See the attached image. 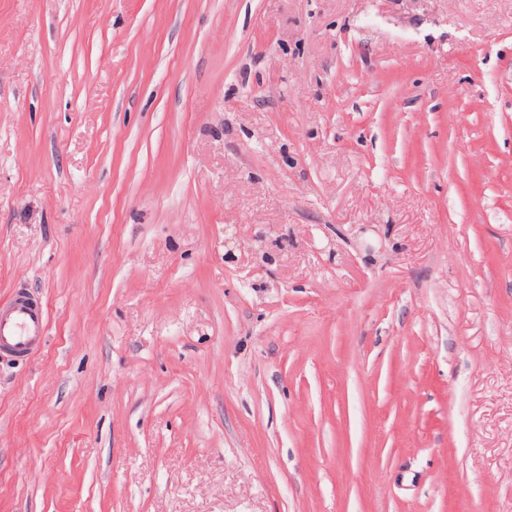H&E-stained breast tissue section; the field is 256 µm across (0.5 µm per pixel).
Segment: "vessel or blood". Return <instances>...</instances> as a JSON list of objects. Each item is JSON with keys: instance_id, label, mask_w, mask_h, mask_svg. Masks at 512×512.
I'll list each match as a JSON object with an SVG mask.
<instances>
[{"instance_id": "1", "label": "vessel or blood", "mask_w": 512, "mask_h": 512, "mask_svg": "<svg viewBox=\"0 0 512 512\" xmlns=\"http://www.w3.org/2000/svg\"><path fill=\"white\" fill-rule=\"evenodd\" d=\"M45 328L43 309L22 292H14L9 303L0 306V350L29 352L41 342Z\"/></svg>"}]
</instances>
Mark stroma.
<instances>
[{"label": "stroma", "mask_w": 512, "mask_h": 512, "mask_svg": "<svg viewBox=\"0 0 512 512\" xmlns=\"http://www.w3.org/2000/svg\"><path fill=\"white\" fill-rule=\"evenodd\" d=\"M0 512H512V0H0ZM45 328L43 309L34 305L20 290L14 292L6 306H0V350L29 352L41 342Z\"/></svg>", "instance_id": "35a3bbf8"}]
</instances>
